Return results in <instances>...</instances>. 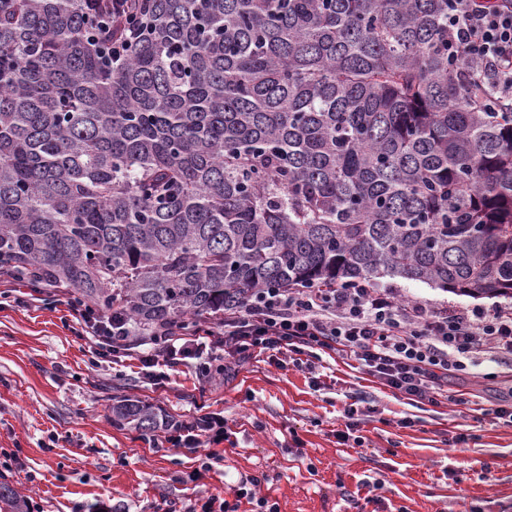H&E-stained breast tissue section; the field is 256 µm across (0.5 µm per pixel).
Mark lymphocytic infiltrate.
<instances>
[{
    "mask_svg": "<svg viewBox=\"0 0 512 512\" xmlns=\"http://www.w3.org/2000/svg\"><path fill=\"white\" fill-rule=\"evenodd\" d=\"M448 56L480 64L479 74L500 99L512 103V0L491 8L477 0H455L448 15ZM78 336L89 339L99 357L129 353L138 337L128 317L93 306L77 310ZM332 352L358 363L367 374L407 399L437 404L450 376L512 359V308L492 315L445 313L417 302L399 301L389 289L363 281L335 288L267 290L244 306L224 312V330H205L202 338L180 341L162 329L147 340L139 361L148 378L162 383L159 362L174 366L202 358L205 351L224 350L227 369L254 350ZM228 434L223 416L208 413L177 427L167 441L177 448H207L208 463L223 461L216 446ZM258 478L242 480L230 501L209 497L186 512H239L242 502H255L258 512H279L277 504L257 497Z\"/></svg>",
    "mask_w": 512,
    "mask_h": 512,
    "instance_id": "f902f5d3",
    "label": "lymphocytic infiltrate"
}]
</instances>
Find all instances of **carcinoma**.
<instances>
[{"label": "carcinoma", "instance_id": "1", "mask_svg": "<svg viewBox=\"0 0 512 512\" xmlns=\"http://www.w3.org/2000/svg\"><path fill=\"white\" fill-rule=\"evenodd\" d=\"M452 5L129 0L114 61L105 0H0V269L137 336L384 276L512 298V112L448 63Z\"/></svg>", "mask_w": 512, "mask_h": 512}]
</instances>
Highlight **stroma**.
Listing matches in <instances>:
<instances>
[{
  "mask_svg": "<svg viewBox=\"0 0 512 512\" xmlns=\"http://www.w3.org/2000/svg\"><path fill=\"white\" fill-rule=\"evenodd\" d=\"M375 285L438 311L512 307L398 277ZM71 302L69 290L17 282L0 296V458L18 454L12 483L38 512H184L232 498L245 475L280 512H512V423L497 414L512 402V364L492 379L452 380L437 405L325 353H257L228 376L190 362L157 386L134 358L98 357L73 331ZM121 396L158 408L172 428L223 415V462L189 481L193 453L151 447L113 420ZM404 417L412 427H399Z\"/></svg>",
  "mask_w": 512,
  "mask_h": 512,
  "instance_id": "stroma-1",
  "label": "stroma"
}]
</instances>
